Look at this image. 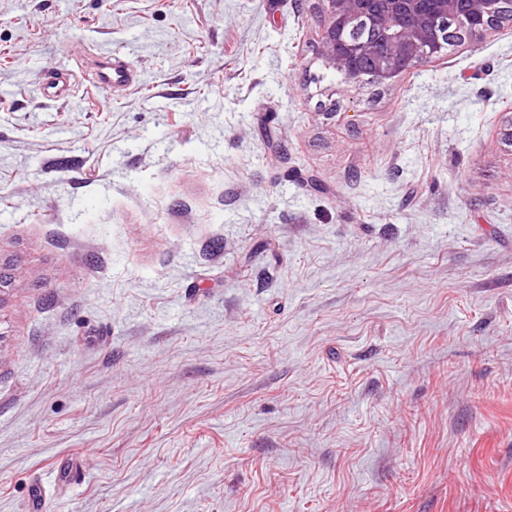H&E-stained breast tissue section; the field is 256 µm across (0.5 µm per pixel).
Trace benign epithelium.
Masks as SVG:
<instances>
[{"mask_svg": "<svg viewBox=\"0 0 512 512\" xmlns=\"http://www.w3.org/2000/svg\"><path fill=\"white\" fill-rule=\"evenodd\" d=\"M318 52L347 84L365 75L386 83L438 60L448 46L481 41L488 33L512 30V11L502 0H320ZM459 18L453 29L448 17ZM364 20L377 37L349 40L347 25Z\"/></svg>", "mask_w": 512, "mask_h": 512, "instance_id": "7a95c632", "label": "benign epithelium"}]
</instances>
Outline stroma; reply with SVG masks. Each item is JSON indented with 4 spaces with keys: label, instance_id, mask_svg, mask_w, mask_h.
<instances>
[{
    "label": "stroma",
    "instance_id": "stroma-1",
    "mask_svg": "<svg viewBox=\"0 0 512 512\" xmlns=\"http://www.w3.org/2000/svg\"><path fill=\"white\" fill-rule=\"evenodd\" d=\"M318 33L0 0V512H512V31L388 85Z\"/></svg>",
    "mask_w": 512,
    "mask_h": 512
}]
</instances>
